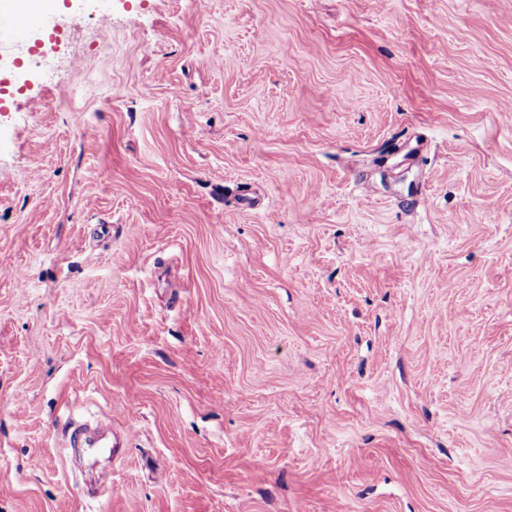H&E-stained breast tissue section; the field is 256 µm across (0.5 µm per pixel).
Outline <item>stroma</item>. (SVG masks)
Instances as JSON below:
<instances>
[{
    "mask_svg": "<svg viewBox=\"0 0 512 512\" xmlns=\"http://www.w3.org/2000/svg\"><path fill=\"white\" fill-rule=\"evenodd\" d=\"M104 8L0 44V512H512V0Z\"/></svg>",
    "mask_w": 512,
    "mask_h": 512,
    "instance_id": "35a3bbf8",
    "label": "stroma"
}]
</instances>
